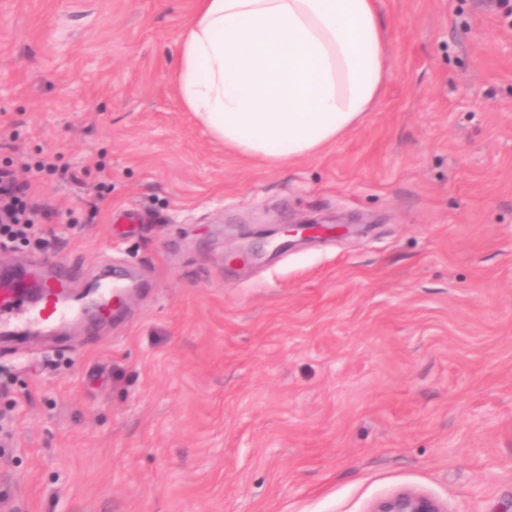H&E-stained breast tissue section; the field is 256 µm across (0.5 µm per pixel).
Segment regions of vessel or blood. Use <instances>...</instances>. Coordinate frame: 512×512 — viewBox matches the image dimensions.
<instances>
[{
    "label": "vessel or blood",
    "mask_w": 512,
    "mask_h": 512,
    "mask_svg": "<svg viewBox=\"0 0 512 512\" xmlns=\"http://www.w3.org/2000/svg\"><path fill=\"white\" fill-rule=\"evenodd\" d=\"M48 274L43 284L41 302H33L22 285L19 274L7 270L0 289V337L24 336L32 330L55 335L57 330L76 319H92L93 323L111 321L116 309L124 305L126 282L115 279L95 294L77 293L68 269L51 259H44Z\"/></svg>",
    "instance_id": "b4317fda"
}]
</instances>
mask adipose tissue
Returning a JSON list of instances; mask_svg holds the SVG:
<instances>
[{
    "label": "adipose tissue",
    "mask_w": 512,
    "mask_h": 512,
    "mask_svg": "<svg viewBox=\"0 0 512 512\" xmlns=\"http://www.w3.org/2000/svg\"><path fill=\"white\" fill-rule=\"evenodd\" d=\"M173 80L237 154L317 155L377 105L388 75L376 0H198Z\"/></svg>",
    "instance_id": "1"
}]
</instances>
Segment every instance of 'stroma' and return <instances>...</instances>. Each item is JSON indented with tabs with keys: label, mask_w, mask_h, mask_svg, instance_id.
I'll list each match as a JSON object with an SVG mask.
<instances>
[{
	"label": "stroma",
	"mask_w": 512,
	"mask_h": 512,
	"mask_svg": "<svg viewBox=\"0 0 512 512\" xmlns=\"http://www.w3.org/2000/svg\"><path fill=\"white\" fill-rule=\"evenodd\" d=\"M379 6L374 111L271 165L181 101L194 0H0V167L78 290L140 284L0 341V512H512V0ZM331 215L359 232L226 258ZM371 512H445V509L429 496L401 491L376 502Z\"/></svg>",
	"instance_id": "stroma-1"
}]
</instances>
